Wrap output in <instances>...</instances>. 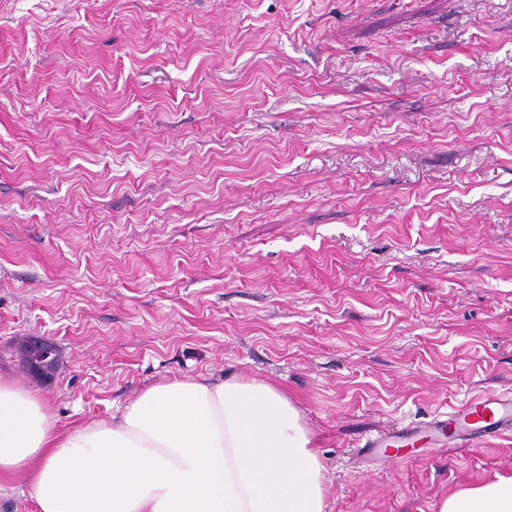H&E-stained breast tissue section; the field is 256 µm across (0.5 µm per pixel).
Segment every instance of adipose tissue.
Listing matches in <instances>:
<instances>
[{
  "label": "adipose tissue",
  "mask_w": 512,
  "mask_h": 512,
  "mask_svg": "<svg viewBox=\"0 0 512 512\" xmlns=\"http://www.w3.org/2000/svg\"><path fill=\"white\" fill-rule=\"evenodd\" d=\"M21 471L36 512H326L299 410L257 379H173L62 433L39 394L0 376V477ZM439 512H512V475Z\"/></svg>",
  "instance_id": "ef3b65f1"
}]
</instances>
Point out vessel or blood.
Listing matches in <instances>:
<instances>
[{
	"mask_svg": "<svg viewBox=\"0 0 512 512\" xmlns=\"http://www.w3.org/2000/svg\"><path fill=\"white\" fill-rule=\"evenodd\" d=\"M445 417V422L410 424L405 426L404 431L408 434L421 431L436 433L444 427L449 436L469 441L480 440L491 434L503 435L512 431V392L468 398L450 408Z\"/></svg>",
	"mask_w": 512,
	"mask_h": 512,
	"instance_id": "vessel-or-blood-1",
	"label": "vessel or blood"
}]
</instances>
